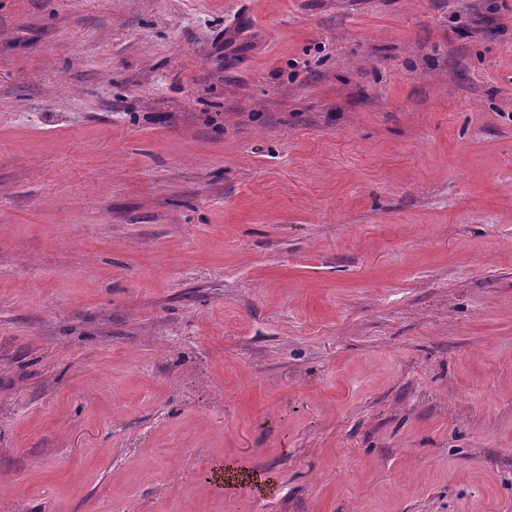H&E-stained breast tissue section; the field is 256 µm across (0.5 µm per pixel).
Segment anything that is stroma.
<instances>
[{
	"instance_id": "1",
	"label": "stroma",
	"mask_w": 512,
	"mask_h": 512,
	"mask_svg": "<svg viewBox=\"0 0 512 512\" xmlns=\"http://www.w3.org/2000/svg\"><path fill=\"white\" fill-rule=\"evenodd\" d=\"M0 512H512V0H0ZM221 479L225 485H233L242 479H248L253 484L259 485L265 490L270 484V478L262 479L259 475H243L240 470L232 464L222 463L215 470V477Z\"/></svg>"
}]
</instances>
